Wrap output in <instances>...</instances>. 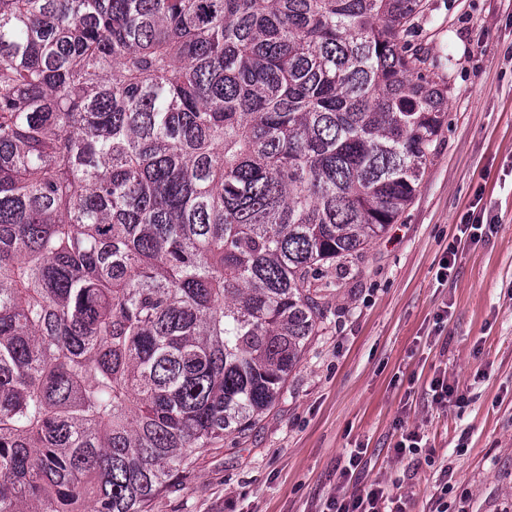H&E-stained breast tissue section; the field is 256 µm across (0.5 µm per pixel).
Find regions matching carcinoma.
<instances>
[{
	"mask_svg": "<svg viewBox=\"0 0 512 512\" xmlns=\"http://www.w3.org/2000/svg\"><path fill=\"white\" fill-rule=\"evenodd\" d=\"M422 0H0V512H152L279 400L415 195Z\"/></svg>",
	"mask_w": 512,
	"mask_h": 512,
	"instance_id": "carcinoma-1",
	"label": "carcinoma"
}]
</instances>
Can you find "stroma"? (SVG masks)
<instances>
[{"mask_svg":"<svg viewBox=\"0 0 512 512\" xmlns=\"http://www.w3.org/2000/svg\"><path fill=\"white\" fill-rule=\"evenodd\" d=\"M425 3L414 44L440 59L448 110L414 200L361 258L329 268L327 319L275 407L201 453L153 512H321L338 487L373 482L406 512H512V0ZM476 209L497 229L438 278ZM438 377L462 402L432 401ZM412 431L421 452L396 455Z\"/></svg>","mask_w":512,"mask_h":512,"instance_id":"obj_1","label":"stroma"}]
</instances>
